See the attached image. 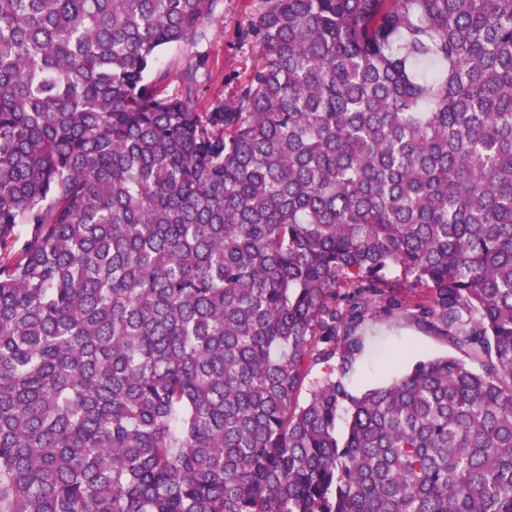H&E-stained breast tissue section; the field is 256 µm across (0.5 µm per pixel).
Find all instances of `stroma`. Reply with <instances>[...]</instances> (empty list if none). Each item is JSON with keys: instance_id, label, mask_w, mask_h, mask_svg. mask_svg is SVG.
<instances>
[{"instance_id": "stroma-1", "label": "stroma", "mask_w": 512, "mask_h": 512, "mask_svg": "<svg viewBox=\"0 0 512 512\" xmlns=\"http://www.w3.org/2000/svg\"><path fill=\"white\" fill-rule=\"evenodd\" d=\"M258 6L259 0H220L203 39L162 50L157 63L164 75L161 94L182 95L185 80L191 75L196 82L192 104L197 110L231 101L250 75L256 56L255 48L239 41L237 34ZM358 334L364 348L345 376L348 389L355 395L391 382L409 371L420 357L453 352L445 338L425 330L406 312L366 317Z\"/></svg>"}]
</instances>
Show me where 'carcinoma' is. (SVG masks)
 Listing matches in <instances>:
<instances>
[{
	"label": "carcinoma",
	"mask_w": 512,
	"mask_h": 512,
	"mask_svg": "<svg viewBox=\"0 0 512 512\" xmlns=\"http://www.w3.org/2000/svg\"><path fill=\"white\" fill-rule=\"evenodd\" d=\"M218 2L0 0V512H512V0ZM258 7L259 0H221L203 39L162 50L157 63L165 75L161 94L181 96L187 75L193 74L196 93L191 103L198 111L230 102L250 75L256 56L255 48L239 41L237 34ZM358 334L364 348L345 376L348 389L358 396L406 373L421 356L455 354L445 338L419 326L407 312L368 316Z\"/></svg>",
	"instance_id": "1"
}]
</instances>
